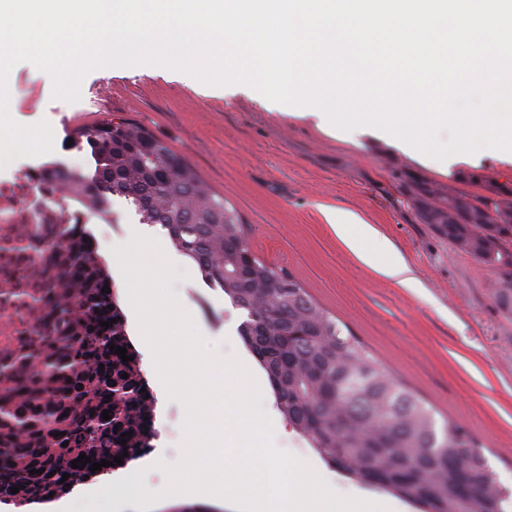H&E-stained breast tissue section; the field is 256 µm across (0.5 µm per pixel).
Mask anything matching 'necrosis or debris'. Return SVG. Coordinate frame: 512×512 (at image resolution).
Returning <instances> with one entry per match:
<instances>
[{"label":"necrosis or debris","instance_id":"necrosis-or-debris-1","mask_svg":"<svg viewBox=\"0 0 512 512\" xmlns=\"http://www.w3.org/2000/svg\"><path fill=\"white\" fill-rule=\"evenodd\" d=\"M50 155L0 173V448L39 454L49 432L73 447L72 419L98 410L81 369L102 327L62 319L63 301L96 297L113 279L83 200L65 192ZM73 362L72 370L57 365Z\"/></svg>","mask_w":512,"mask_h":512}]
</instances>
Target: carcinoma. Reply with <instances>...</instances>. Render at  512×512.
Listing matches in <instances>:
<instances>
[{
	"label": "carcinoma",
	"mask_w": 512,
	"mask_h": 512,
	"mask_svg": "<svg viewBox=\"0 0 512 512\" xmlns=\"http://www.w3.org/2000/svg\"><path fill=\"white\" fill-rule=\"evenodd\" d=\"M73 143L90 149L95 174L87 180L60 170L61 182L102 203L110 195L129 201L140 223L161 225L202 279L245 313L239 334L266 372L278 411L328 467L406 500L417 512H512V492L500 484L468 429L453 420L437 426L432 406L396 383L290 272L253 251L240 213L165 143L126 119L80 128ZM485 190L473 201L456 187L438 198L434 184L412 178L409 199L420 223L511 278L512 222H465L480 209L505 216L512 209L504 205L511 186L489 182ZM445 210L459 222L435 223ZM106 386L121 404L112 416L130 418L142 403L131 366L115 363ZM78 433L92 444L90 451L112 455V439L94 437L88 422ZM16 456L23 462L9 465L0 495L18 485L26 491L70 487L72 479H59L72 470L61 467L57 449H44L42 461ZM45 466L57 478L40 484L30 471Z\"/></svg>",
	"instance_id": "carcinoma-1"
}]
</instances>
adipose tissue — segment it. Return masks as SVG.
<instances>
[{
  "label": "adipose tissue",
  "mask_w": 512,
  "mask_h": 512,
  "mask_svg": "<svg viewBox=\"0 0 512 512\" xmlns=\"http://www.w3.org/2000/svg\"><path fill=\"white\" fill-rule=\"evenodd\" d=\"M327 224L334 229L337 237L355 254L357 259L366 266L376 268L385 277L406 287H416L409 269L399 257H393L390 262L379 263L380 254L390 251L388 242L381 239L377 231L362 218L351 212H339L333 209L324 213Z\"/></svg>",
  "instance_id": "obj_1"
}]
</instances>
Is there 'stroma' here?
<instances>
[{"label": "stroma", "mask_w": 512, "mask_h": 512, "mask_svg": "<svg viewBox=\"0 0 512 512\" xmlns=\"http://www.w3.org/2000/svg\"><path fill=\"white\" fill-rule=\"evenodd\" d=\"M10 114L21 124L48 120L64 170L94 172L88 150L68 146L76 129L125 118L148 129L182 156L245 219L254 252L283 268L324 309L345 323L388 372L429 402L438 419H452L478 440L501 484L512 490V313L496 302L511 280L455 250L414 215L394 167L437 184L478 171L468 197L486 182L512 185V155L483 149L450 166L407 149L375 129L347 134L295 105L260 103L248 89H201L197 79L158 66L88 72L81 99H53L45 72L27 62L8 75ZM111 225H98L105 248L125 244L139 217L132 204L110 197ZM352 212L387 239L417 278L405 288L361 264L337 238L323 211ZM170 284L201 335L224 356L247 357L239 336L245 318L221 289L208 286L196 265L180 258ZM260 407L274 419L276 444L322 470L340 494L364 493L326 467L279 416L270 389ZM185 408L167 400L159 420L161 448L143 462L144 485L164 488L155 461L177 462Z\"/></svg>", "instance_id": "stroma-1"}]
</instances>
